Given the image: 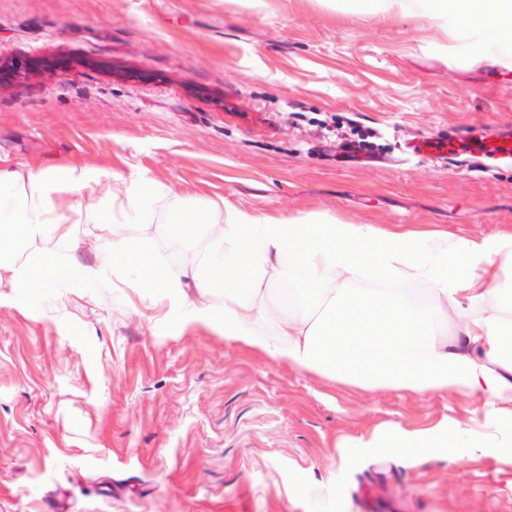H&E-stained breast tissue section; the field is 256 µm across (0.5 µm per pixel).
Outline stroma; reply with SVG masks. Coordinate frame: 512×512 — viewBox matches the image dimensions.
I'll return each instance as SVG.
<instances>
[{
	"mask_svg": "<svg viewBox=\"0 0 512 512\" xmlns=\"http://www.w3.org/2000/svg\"><path fill=\"white\" fill-rule=\"evenodd\" d=\"M0 159L140 171L197 202L285 218L491 234L512 163L408 142L512 133V62L463 33L347 0H0ZM384 133L346 159L319 121ZM0 288V512H512L493 449L408 463L343 448L377 424L467 423L472 399L370 393L84 281Z\"/></svg>",
	"mask_w": 512,
	"mask_h": 512,
	"instance_id": "35a3bbf8",
	"label": "stroma"
}]
</instances>
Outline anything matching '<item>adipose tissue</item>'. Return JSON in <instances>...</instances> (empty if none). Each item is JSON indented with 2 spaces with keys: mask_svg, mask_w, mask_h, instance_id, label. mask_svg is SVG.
Instances as JSON below:
<instances>
[{
  "mask_svg": "<svg viewBox=\"0 0 512 512\" xmlns=\"http://www.w3.org/2000/svg\"><path fill=\"white\" fill-rule=\"evenodd\" d=\"M467 30L470 52L512 57V0H350ZM89 282L191 306L192 324L272 359L374 392L463 394L468 424L389 422L357 441L408 460L493 448L512 464V229L456 235L329 214L283 219L221 200L195 206L143 173L0 163V288L62 283L66 253ZM293 301L280 309L279 286ZM425 302H418L416 293Z\"/></svg>",
  "mask_w": 512,
  "mask_h": 512,
  "instance_id": "obj_1",
  "label": "adipose tissue"
}]
</instances>
